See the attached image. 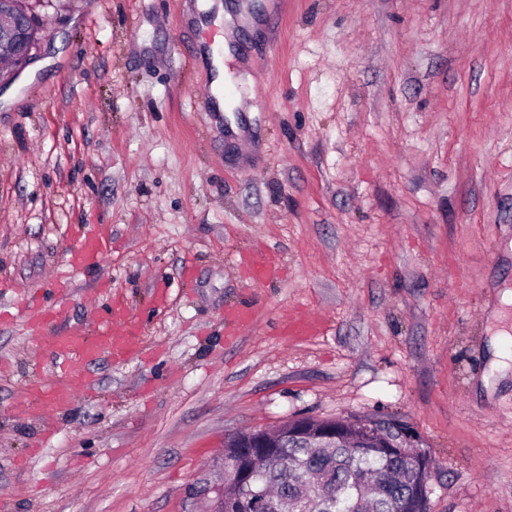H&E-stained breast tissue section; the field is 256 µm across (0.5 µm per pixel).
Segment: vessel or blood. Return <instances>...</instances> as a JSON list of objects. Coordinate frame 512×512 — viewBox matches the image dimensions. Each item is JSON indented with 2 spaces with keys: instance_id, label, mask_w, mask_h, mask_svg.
<instances>
[{
  "instance_id": "vessel-or-blood-1",
  "label": "vessel or blood",
  "mask_w": 512,
  "mask_h": 512,
  "mask_svg": "<svg viewBox=\"0 0 512 512\" xmlns=\"http://www.w3.org/2000/svg\"><path fill=\"white\" fill-rule=\"evenodd\" d=\"M107 247L106 235L91 234L72 253L70 267L78 270L98 263ZM279 273V266L270 257L256 255L249 260V274L253 280L272 279ZM68 313L69 305L63 299L55 304L30 310L28 322L34 342L37 347L46 348L58 359L61 375L58 381H36L24 388L15 403L18 413H27L35 406L46 413L68 407L90 388L89 364L100 359L120 363L128 357L136 327L130 321L121 301H114L113 305L108 306L105 323L92 333L82 328L66 326ZM252 320L253 314L247 308L226 309L224 323L227 335H237ZM48 321L62 323V330L48 336L42 335L41 327Z\"/></svg>"
}]
</instances>
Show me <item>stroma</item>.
<instances>
[{
    "mask_svg": "<svg viewBox=\"0 0 512 512\" xmlns=\"http://www.w3.org/2000/svg\"><path fill=\"white\" fill-rule=\"evenodd\" d=\"M206 2H27L33 58L0 86V512H207L227 434L378 415L429 452L431 512H512V0H220L251 14L231 30ZM94 230L111 251L72 270ZM254 253L282 276L247 279ZM63 286L70 325L112 294L139 337L49 436L14 411L55 378L15 301ZM253 320V314L248 308L231 307L224 311V324L227 336H235L240 329L248 326Z\"/></svg>",
    "mask_w": 512,
    "mask_h": 512,
    "instance_id": "1",
    "label": "stroma"
}]
</instances>
